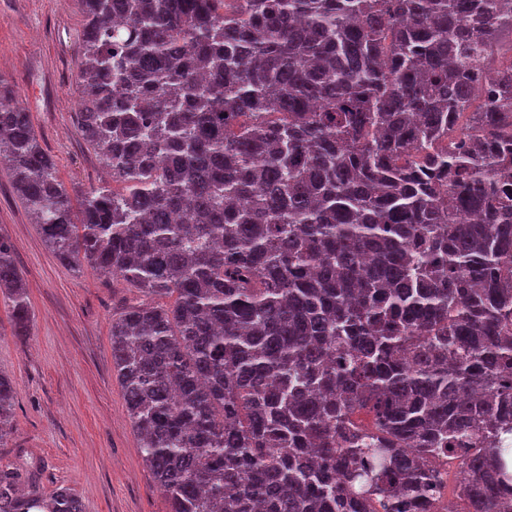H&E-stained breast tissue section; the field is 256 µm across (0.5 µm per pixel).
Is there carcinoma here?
<instances>
[{
	"label": "carcinoma",
	"instance_id": "1",
	"mask_svg": "<svg viewBox=\"0 0 512 512\" xmlns=\"http://www.w3.org/2000/svg\"><path fill=\"white\" fill-rule=\"evenodd\" d=\"M70 194L0 79L62 262L134 288L112 370L168 512H512V0H83ZM17 336L30 301L0 238ZM14 388L0 373V443ZM0 512H84L33 467Z\"/></svg>",
	"mask_w": 512,
	"mask_h": 512
}]
</instances>
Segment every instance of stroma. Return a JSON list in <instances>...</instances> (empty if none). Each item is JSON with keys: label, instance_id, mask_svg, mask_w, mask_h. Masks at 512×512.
<instances>
[{"label": "stroma", "instance_id": "1", "mask_svg": "<svg viewBox=\"0 0 512 512\" xmlns=\"http://www.w3.org/2000/svg\"><path fill=\"white\" fill-rule=\"evenodd\" d=\"M83 23L82 0H0V78L30 112L71 193L106 179L79 133ZM0 238L14 247L32 309L30 335L14 336L0 297V373L15 388L0 464L33 461L45 491L70 488L85 512H167L112 371V318L137 293L92 270L74 272L50 252L1 169Z\"/></svg>", "mask_w": 512, "mask_h": 512}]
</instances>
